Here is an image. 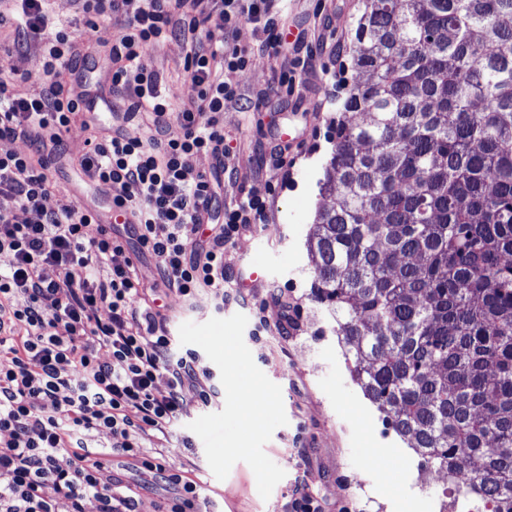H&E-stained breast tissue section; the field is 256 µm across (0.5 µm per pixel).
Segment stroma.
<instances>
[{
    "label": "stroma",
    "instance_id": "obj_1",
    "mask_svg": "<svg viewBox=\"0 0 512 512\" xmlns=\"http://www.w3.org/2000/svg\"><path fill=\"white\" fill-rule=\"evenodd\" d=\"M285 8L282 27L295 34L307 32L309 49L316 55L311 75L316 123L308 124L301 113L290 115L288 93L276 90L282 59L261 50L264 34L250 22L241 23L235 34L236 43L250 52L247 67L231 76L242 96L224 109V142L230 148L224 204L235 206L249 195L267 204L266 218L225 247L224 264L232 272L263 268V279L244 288L225 285L224 308L218 311L208 298L191 302L169 292L154 256L129 247L113 260H133L140 280L155 287L171 331L188 321L244 314V341L254 362L282 390L287 423L274 431L264 451L285 476L266 499L246 463L234 464L226 479L213 475L204 444L189 425L205 412L221 411L224 401L216 399L205 409L194 390H185L182 414L167 449L171 464L199 483L201 512H293L302 483L313 496L315 512H426L429 499L439 497L440 485L424 479L420 458L386 429L380 411L350 375L332 320L309 298L313 267L306 240L323 203L319 181L330 152L328 123L345 97L336 81L341 76L350 82L357 78L348 66V44L363 0H287ZM324 8L346 9L343 29L322 24L319 12ZM186 50L177 36L146 54L161 76L162 93L177 110L194 93L184 69ZM0 65L25 74L30 91L40 89L47 79L43 57L33 47L9 49L0 54ZM285 128L308 134L309 140L293 159L280 166L269 164V137ZM403 458L411 460V469L400 467ZM112 473L118 493L135 498L137 512H165L175 496L174 486L132 459L113 457Z\"/></svg>",
    "mask_w": 512,
    "mask_h": 512
}]
</instances>
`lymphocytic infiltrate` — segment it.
<instances>
[{"label":"lymphocytic infiltrate","mask_w":512,"mask_h":512,"mask_svg":"<svg viewBox=\"0 0 512 512\" xmlns=\"http://www.w3.org/2000/svg\"><path fill=\"white\" fill-rule=\"evenodd\" d=\"M90 31L124 21L110 41L114 108L131 121L144 115L149 133L93 131L100 101L89 87H67L62 75L78 55L71 21L55 15L52 0H11L0 28H14L35 44L47 81L22 90V76L0 67V139L24 138L30 153L0 154V195L12 197L29 220L0 210V512H56L55 498L71 512H136L133 498H115L111 459L121 455L169 476L181 494L169 512H196L195 480L175 472L165 446L147 451L144 436L169 435L185 389L202 404L216 397L198 352L176 351L166 318L154 307L131 263L113 262L126 241L97 211L69 200L46 210L52 158L65 152L63 134L76 119L91 127L88 149L76 165L90 186L110 190L109 208L127 214L137 252L155 256L168 289L192 298H224V247L265 216L266 204L248 196L217 211L224 146V107L241 97L231 73L249 62L234 42L241 21L260 24L264 48L286 46L277 20L279 0H76ZM189 43L185 70L194 88L180 111L158 90L159 75L145 55L173 34ZM179 124L172 133L171 124ZM207 154L210 172L193 159ZM58 274L49 278L46 267ZM107 317H100L99 309ZM167 385L158 394V382ZM110 434L89 449L91 432ZM70 454L61 466V454ZM54 497H47L46 488Z\"/></svg>","instance_id":"f902f5d3"}]
</instances>
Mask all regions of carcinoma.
<instances>
[{
	"label": "carcinoma",
	"instance_id": "obj_1",
	"mask_svg": "<svg viewBox=\"0 0 512 512\" xmlns=\"http://www.w3.org/2000/svg\"><path fill=\"white\" fill-rule=\"evenodd\" d=\"M306 241L350 373L512 512V0H365Z\"/></svg>",
	"mask_w": 512,
	"mask_h": 512
}]
</instances>
